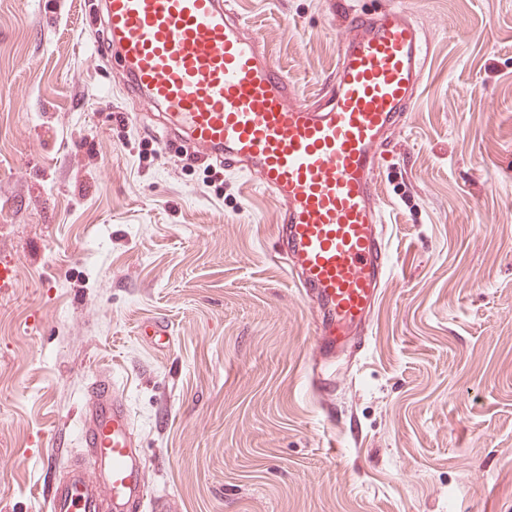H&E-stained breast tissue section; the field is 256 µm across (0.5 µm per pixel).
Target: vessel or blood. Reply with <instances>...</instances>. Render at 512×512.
Here are the masks:
<instances>
[{
  "label": "vessel or blood",
  "instance_id": "obj_1",
  "mask_svg": "<svg viewBox=\"0 0 512 512\" xmlns=\"http://www.w3.org/2000/svg\"><path fill=\"white\" fill-rule=\"evenodd\" d=\"M105 48L131 94L159 108L160 142L254 176L279 208L278 242L314 315L315 393L362 349L390 272L383 148L421 82L428 45L404 11L350 10L336 70L307 96L246 33L234 0H102ZM83 459L53 512H139L145 470L130 410L109 379L90 390Z\"/></svg>",
  "mask_w": 512,
  "mask_h": 512
}]
</instances>
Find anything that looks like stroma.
<instances>
[{
  "mask_svg": "<svg viewBox=\"0 0 512 512\" xmlns=\"http://www.w3.org/2000/svg\"><path fill=\"white\" fill-rule=\"evenodd\" d=\"M379 2L236 9L310 95ZM392 3L429 46L379 177L393 269L325 399L274 198L158 143L92 0H0V512H50L100 377L175 512H512V0Z\"/></svg>",
  "mask_w": 512,
  "mask_h": 512,
  "instance_id": "1",
  "label": "stroma"
}]
</instances>
